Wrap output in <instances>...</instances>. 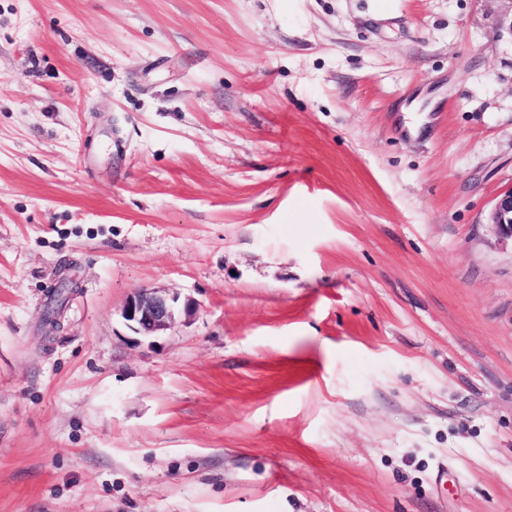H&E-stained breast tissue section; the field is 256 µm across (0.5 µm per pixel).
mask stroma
Wrapping results in <instances>:
<instances>
[{"label": "stroma", "instance_id": "1", "mask_svg": "<svg viewBox=\"0 0 512 512\" xmlns=\"http://www.w3.org/2000/svg\"><path fill=\"white\" fill-rule=\"evenodd\" d=\"M511 188L512 0H0V512H512ZM490 224L500 240L512 243V188L501 193L495 199L488 217ZM178 314V297L162 288L138 290L122 310L126 326L143 339L166 335L176 325Z\"/></svg>", "mask_w": 512, "mask_h": 512}]
</instances>
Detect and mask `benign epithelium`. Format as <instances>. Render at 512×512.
Masks as SVG:
<instances>
[{"instance_id":"obj_1","label":"benign epithelium","mask_w":512,"mask_h":512,"mask_svg":"<svg viewBox=\"0 0 512 512\" xmlns=\"http://www.w3.org/2000/svg\"><path fill=\"white\" fill-rule=\"evenodd\" d=\"M490 224L499 239L512 240V188L501 193L495 199L488 217ZM75 288L73 281H60L55 303L49 305L43 313V321L49 326L56 324L57 304L64 302L68 294ZM195 304L188 299L183 309H178V297L171 295L162 288H142L133 294L125 303L122 318L126 326L137 336L151 339L163 336L174 328L178 321L179 312L191 315Z\"/></svg>"}]
</instances>
